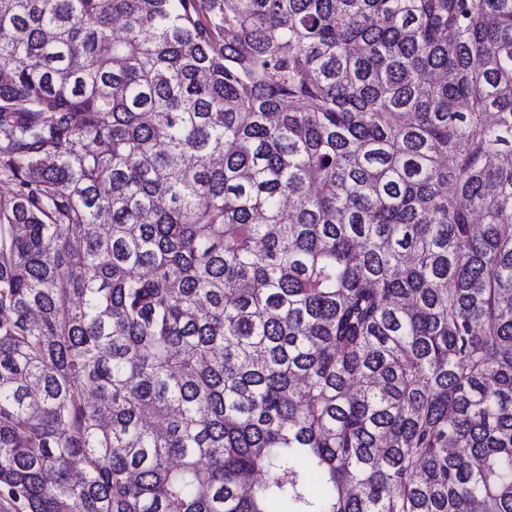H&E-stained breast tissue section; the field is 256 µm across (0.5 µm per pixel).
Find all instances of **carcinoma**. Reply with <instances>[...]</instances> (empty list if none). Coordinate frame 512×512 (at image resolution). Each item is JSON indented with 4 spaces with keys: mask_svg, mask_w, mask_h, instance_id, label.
<instances>
[{
    "mask_svg": "<svg viewBox=\"0 0 512 512\" xmlns=\"http://www.w3.org/2000/svg\"><path fill=\"white\" fill-rule=\"evenodd\" d=\"M0 181V500L512 512V0H0Z\"/></svg>",
    "mask_w": 512,
    "mask_h": 512,
    "instance_id": "cac0c4a2",
    "label": "carcinoma"
}]
</instances>
